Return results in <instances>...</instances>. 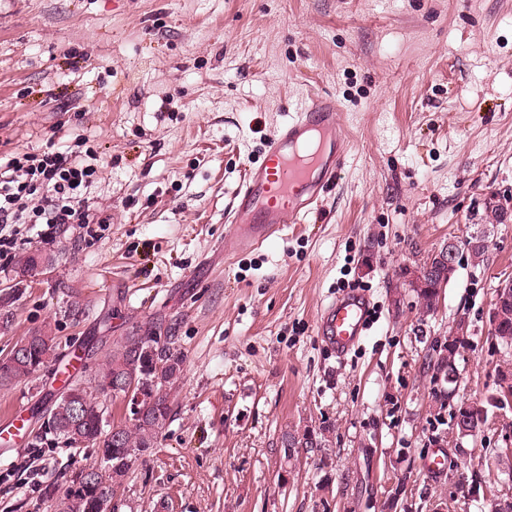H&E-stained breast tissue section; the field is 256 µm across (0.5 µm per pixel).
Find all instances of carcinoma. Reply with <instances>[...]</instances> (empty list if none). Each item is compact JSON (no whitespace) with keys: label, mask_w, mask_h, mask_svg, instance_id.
Here are the masks:
<instances>
[{"label":"carcinoma","mask_w":512,"mask_h":512,"mask_svg":"<svg viewBox=\"0 0 512 512\" xmlns=\"http://www.w3.org/2000/svg\"><path fill=\"white\" fill-rule=\"evenodd\" d=\"M439 278L430 280V288L417 295L423 312L436 310L440 291L436 288ZM162 323L155 322L145 330H133L120 337L115 347L105 356L102 367L94 377L70 385L76 399L86 405L84 417H74L73 401L65 398L54 400L48 414L53 422L55 439L69 448H96L100 462L87 469L72 473L66 494L64 512H110L116 492L123 485L133 457L155 446L173 409L169 391L180 378L182 360L171 347L170 340H157ZM27 342L23 356L0 357V386H9L22 377H28L52 362L54 337L44 330L33 331L23 337ZM460 338L450 336L428 368L442 373L447 389L455 387L448 374L456 373L455 354ZM118 383L134 386L141 391L144 418L132 426L112 425L110 420H99L98 411L103 407L98 394ZM486 406L473 405L462 411V405L450 410V418L464 423L477 419L485 421ZM285 456L293 460L301 448H312L316 443L309 430H288L281 436Z\"/></svg>","instance_id":"carcinoma-1"}]
</instances>
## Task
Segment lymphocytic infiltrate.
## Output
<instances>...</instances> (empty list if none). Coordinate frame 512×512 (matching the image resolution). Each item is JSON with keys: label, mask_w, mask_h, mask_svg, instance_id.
<instances>
[{"label": "lymphocytic infiltrate", "mask_w": 512, "mask_h": 512, "mask_svg": "<svg viewBox=\"0 0 512 512\" xmlns=\"http://www.w3.org/2000/svg\"><path fill=\"white\" fill-rule=\"evenodd\" d=\"M97 170L79 165L59 151L27 153L10 160L0 173V255L16 245L22 226L75 224L87 229L98 223L97 214L81 198V187L91 183Z\"/></svg>", "instance_id": "lymphocytic-infiltrate-1"}]
</instances>
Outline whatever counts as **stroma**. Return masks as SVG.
<instances>
[{"instance_id":"1","label":"stroma","mask_w":512,"mask_h":512,"mask_svg":"<svg viewBox=\"0 0 512 512\" xmlns=\"http://www.w3.org/2000/svg\"><path fill=\"white\" fill-rule=\"evenodd\" d=\"M313 93L346 123L334 191L225 259L242 175ZM33 150L94 161L85 196L106 223L25 229L0 260V353L55 338L50 365L0 387V416L26 421L0 450V512H60L98 453L42 434L47 409L156 320L183 356L173 417L113 512H489L512 411L457 443L427 363L462 333L471 402L508 363L489 310L512 277V0H0V167ZM475 236L483 264L462 256L423 316L409 270ZM37 250L52 263L21 277ZM351 288L371 318L340 357L317 321ZM304 428L322 445L288 460L281 435Z\"/></svg>"}]
</instances>
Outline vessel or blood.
I'll return each instance as SVG.
<instances>
[{
    "instance_id": "obj_1",
    "label": "vessel or blood",
    "mask_w": 512,
    "mask_h": 512,
    "mask_svg": "<svg viewBox=\"0 0 512 512\" xmlns=\"http://www.w3.org/2000/svg\"><path fill=\"white\" fill-rule=\"evenodd\" d=\"M344 126L336 100L310 95L265 143L262 160L251 165L236 192L225 234L236 249L258 248L289 224L319 211L345 164ZM370 302L347 292L321 313L320 333L337 355L364 337Z\"/></svg>"
}]
</instances>
